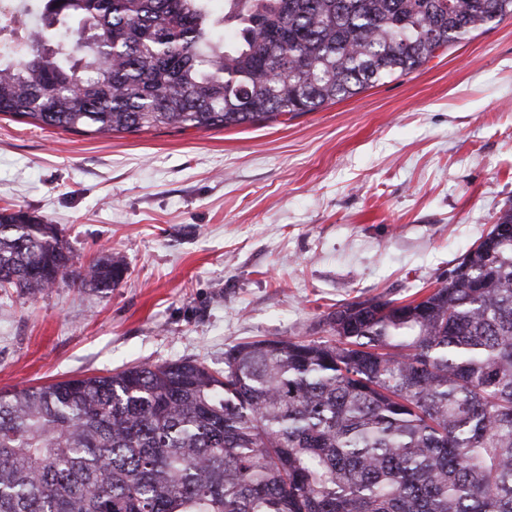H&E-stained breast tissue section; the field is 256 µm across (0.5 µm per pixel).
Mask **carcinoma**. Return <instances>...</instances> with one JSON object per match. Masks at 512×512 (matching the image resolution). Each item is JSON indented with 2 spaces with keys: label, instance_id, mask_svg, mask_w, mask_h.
<instances>
[{
  "label": "carcinoma",
  "instance_id": "obj_1",
  "mask_svg": "<svg viewBox=\"0 0 512 512\" xmlns=\"http://www.w3.org/2000/svg\"><path fill=\"white\" fill-rule=\"evenodd\" d=\"M0 114L110 137L314 112L512 18V0H47ZM235 33L217 36V24ZM0 292L110 290L0 212ZM328 336L0 392V512H512V205L448 282L336 305Z\"/></svg>",
  "mask_w": 512,
  "mask_h": 512
}]
</instances>
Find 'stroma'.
I'll use <instances>...</instances> for the list:
<instances>
[{"label":"stroma","mask_w":512,"mask_h":512,"mask_svg":"<svg viewBox=\"0 0 512 512\" xmlns=\"http://www.w3.org/2000/svg\"><path fill=\"white\" fill-rule=\"evenodd\" d=\"M509 203L512 19L285 121L99 139L0 117V210L127 267L0 297V390L313 337L337 303L444 284Z\"/></svg>","instance_id":"obj_1"}]
</instances>
